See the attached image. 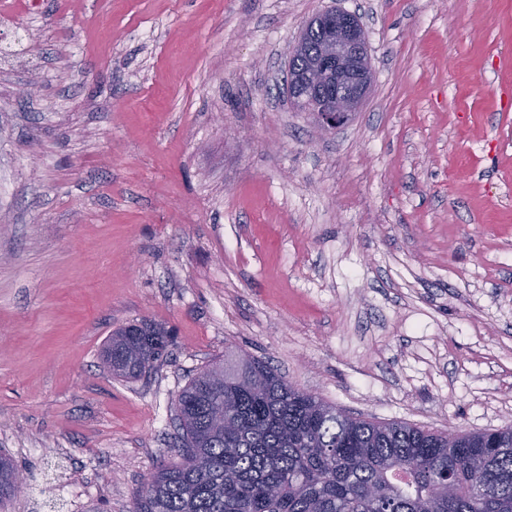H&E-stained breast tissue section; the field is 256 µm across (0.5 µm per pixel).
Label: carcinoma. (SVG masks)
<instances>
[{"label":"carcinoma","instance_id":"cac0c4a2","mask_svg":"<svg viewBox=\"0 0 512 512\" xmlns=\"http://www.w3.org/2000/svg\"><path fill=\"white\" fill-rule=\"evenodd\" d=\"M172 330L136 321L101 352L136 380ZM180 460L149 473L133 512H512V428L437 432L349 417L267 363L227 352L173 400ZM0 455V503L14 497Z\"/></svg>","mask_w":512,"mask_h":512}]
</instances>
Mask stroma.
I'll list each match as a JSON object with an SVG mask.
<instances>
[{
  "mask_svg": "<svg viewBox=\"0 0 512 512\" xmlns=\"http://www.w3.org/2000/svg\"><path fill=\"white\" fill-rule=\"evenodd\" d=\"M374 80L288 99L316 12ZM0 512H131L226 348L347 415L512 428V0H0ZM140 319L175 336L100 366ZM312 28L322 30L327 40L303 68L304 58L291 56L289 68L300 69L289 77L288 94L301 105L311 100L306 112H312L325 128H335L357 111L369 90L372 65L365 30L353 13L327 9L317 13ZM317 31H312L308 40L310 27H305L293 54L300 53L307 40L306 54L312 51L322 35ZM172 330L162 323L136 321L115 331L101 352L103 367L116 378L136 380L144 372L143 362L151 360L146 373L164 356ZM112 357V360H111Z\"/></svg>",
  "mask_w": 512,
  "mask_h": 512,
  "instance_id": "1",
  "label": "stroma"
}]
</instances>
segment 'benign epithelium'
Returning a JSON list of instances; mask_svg holds the SVG:
<instances>
[{"mask_svg":"<svg viewBox=\"0 0 512 512\" xmlns=\"http://www.w3.org/2000/svg\"><path fill=\"white\" fill-rule=\"evenodd\" d=\"M322 31L327 40L308 64L289 77L290 96L300 104L311 101L309 111L322 126L345 123L365 99L372 80L365 30L351 12L323 10L312 27L304 28L293 54L306 44L310 29Z\"/></svg>","mask_w":512,"mask_h":512,"instance_id":"benign-epithelium-1","label":"benign epithelium"}]
</instances>
